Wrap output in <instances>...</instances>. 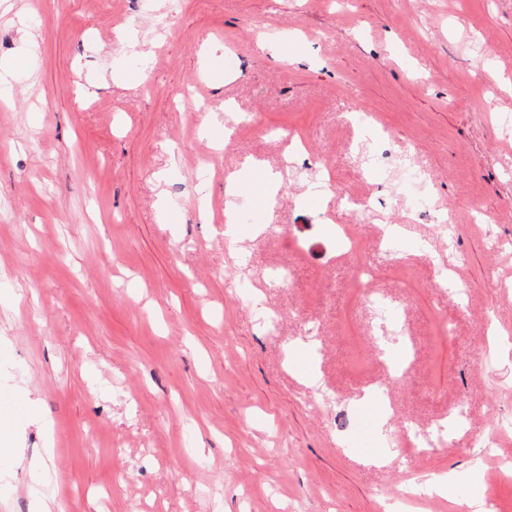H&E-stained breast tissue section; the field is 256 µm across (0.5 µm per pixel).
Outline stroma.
<instances>
[{
    "label": "stroma",
    "mask_w": 512,
    "mask_h": 512,
    "mask_svg": "<svg viewBox=\"0 0 512 512\" xmlns=\"http://www.w3.org/2000/svg\"><path fill=\"white\" fill-rule=\"evenodd\" d=\"M263 33L279 48L257 53ZM12 61L0 430L19 453L0 512H33L45 470L60 512H469L475 492L512 512V92L482 75L512 79V0H0ZM183 85L212 129L172 100ZM290 132L308 152L288 173ZM403 161L437 220L393 201ZM319 166L347 197L314 195ZM234 173L251 186L229 239ZM369 290L399 316L405 377ZM445 473L451 499L402 497Z\"/></svg>",
    "instance_id": "1"
}]
</instances>
